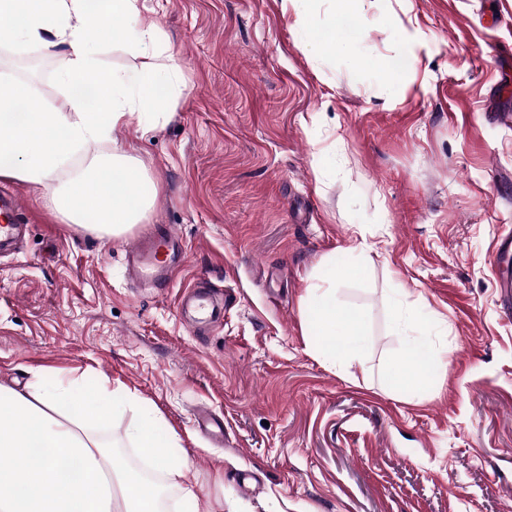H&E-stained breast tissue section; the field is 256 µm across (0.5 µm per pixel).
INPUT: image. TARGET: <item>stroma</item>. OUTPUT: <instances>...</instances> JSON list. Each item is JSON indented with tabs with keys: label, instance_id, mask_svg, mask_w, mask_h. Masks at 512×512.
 <instances>
[{
	"label": "stroma",
	"instance_id": "1",
	"mask_svg": "<svg viewBox=\"0 0 512 512\" xmlns=\"http://www.w3.org/2000/svg\"><path fill=\"white\" fill-rule=\"evenodd\" d=\"M512 0H356L364 35L314 59L286 0H140L181 66L155 133L117 127L157 204L126 236L62 223L24 183L29 231L0 255V385L74 373L178 432L180 485L215 512H512V309L492 259L512 234ZM404 61L394 84L381 64ZM61 107L60 56L0 47V67ZM172 228L183 270L137 287L127 246ZM364 249L349 251L354 232ZM368 336L331 357L306 315L331 268ZM206 277V334L178 299ZM418 312L417 330L402 313ZM437 369L414 397L388 381L413 332ZM224 421L201 434L199 409ZM249 490H242V483Z\"/></svg>",
	"mask_w": 512,
	"mask_h": 512
}]
</instances>
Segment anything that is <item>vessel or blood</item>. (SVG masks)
Segmentation results:
<instances>
[{
	"label": "vessel or blood",
	"mask_w": 512,
	"mask_h": 512,
	"mask_svg": "<svg viewBox=\"0 0 512 512\" xmlns=\"http://www.w3.org/2000/svg\"><path fill=\"white\" fill-rule=\"evenodd\" d=\"M23 207L12 190L0 191V247H5L18 236ZM178 239L172 230L148 240L138 241L126 251V264L136 278L144 281H170L181 268ZM497 286L504 305H512V235L502 237L494 258Z\"/></svg>",
	"instance_id": "vessel-or-blood-1"
}]
</instances>
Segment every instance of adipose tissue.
I'll use <instances>...</instances> for the list:
<instances>
[{"mask_svg":"<svg viewBox=\"0 0 512 512\" xmlns=\"http://www.w3.org/2000/svg\"><path fill=\"white\" fill-rule=\"evenodd\" d=\"M289 3L297 24L308 28L310 55L353 53L362 34L353 0H336L335 17L323 28L308 26L306 0ZM118 20L123 26L117 31ZM112 36L141 57L139 68L101 64L100 44ZM0 45L59 50L58 82L66 93L56 111L23 112L18 103L31 86L0 71V176L40 193L63 223L102 238L130 232L147 218L156 195L144 189L147 170L106 145L120 125L134 122L150 132L159 89L180 92V67L159 25L142 17L139 0H0ZM327 283L307 299L317 335L339 355L360 352L367 326L337 305L335 278ZM434 368L425 340L414 338L388 378L396 390L415 393ZM112 398L105 387L84 395L79 377L70 374L48 385L37 371L24 390L0 386V448L15 457L0 470V512H166L171 484L142 478L95 433L112 418ZM155 421L154 412L136 408L124 437L164 469L180 438L158 431Z\"/></svg>","mask_w":512,"mask_h":512,"instance_id":"ef3b65f1","label":"adipose tissue"}]
</instances>
